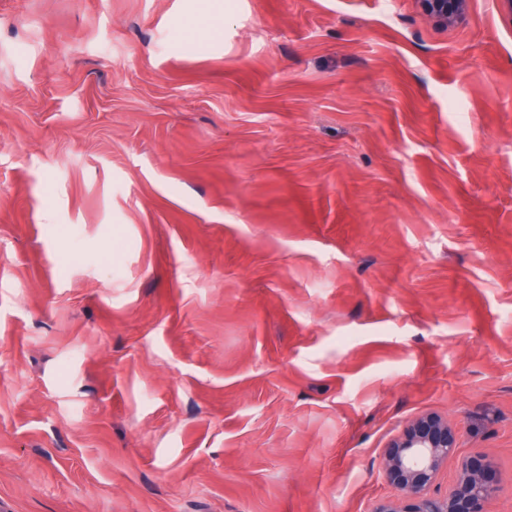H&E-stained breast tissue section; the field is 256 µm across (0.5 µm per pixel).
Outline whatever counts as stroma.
Segmentation results:
<instances>
[{
	"instance_id": "1",
	"label": "stroma",
	"mask_w": 512,
	"mask_h": 512,
	"mask_svg": "<svg viewBox=\"0 0 512 512\" xmlns=\"http://www.w3.org/2000/svg\"><path fill=\"white\" fill-rule=\"evenodd\" d=\"M425 414L512 512L506 0H0V512H372ZM421 11L436 25L448 27L467 13L469 0H416Z\"/></svg>"
}]
</instances>
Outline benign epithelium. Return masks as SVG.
<instances>
[{
	"label": "benign epithelium",
	"instance_id": "benign-epithelium-1",
	"mask_svg": "<svg viewBox=\"0 0 512 512\" xmlns=\"http://www.w3.org/2000/svg\"><path fill=\"white\" fill-rule=\"evenodd\" d=\"M421 11L436 25L446 27L462 19L469 0H416ZM457 447L456 433L433 415L415 419L403 438L393 442L384 458L388 481L405 496L399 508L383 503L373 512H490L497 493L491 463L465 464L461 480L443 497L428 494L440 465Z\"/></svg>",
	"mask_w": 512,
	"mask_h": 512
}]
</instances>
